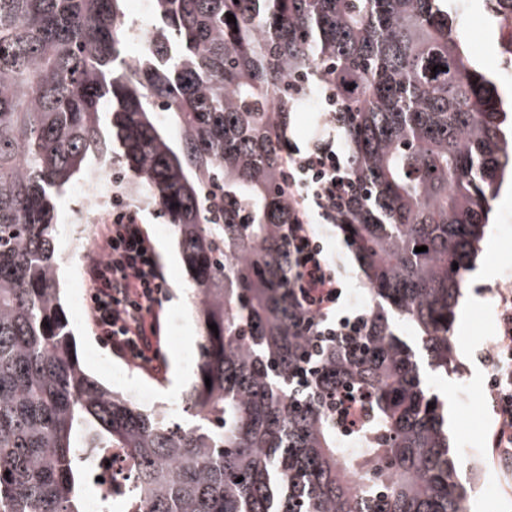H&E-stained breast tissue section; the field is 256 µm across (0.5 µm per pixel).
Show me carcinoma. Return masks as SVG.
<instances>
[{
	"mask_svg": "<svg viewBox=\"0 0 512 512\" xmlns=\"http://www.w3.org/2000/svg\"><path fill=\"white\" fill-rule=\"evenodd\" d=\"M152 4L129 63L125 0H0V512H85L83 455L114 450L136 471L104 512H470L448 408L392 320L432 370L458 368L463 278L512 168L503 97L448 0ZM324 80L351 179L336 227L373 303L356 334L327 333L294 283L280 134ZM91 158L149 186L191 279L182 423L74 357L54 200ZM342 389L372 412L351 450Z\"/></svg>",
	"mask_w": 512,
	"mask_h": 512,
	"instance_id": "obj_1",
	"label": "carcinoma"
}]
</instances>
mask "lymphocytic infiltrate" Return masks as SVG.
I'll use <instances>...</instances> for the list:
<instances>
[{
	"mask_svg": "<svg viewBox=\"0 0 512 512\" xmlns=\"http://www.w3.org/2000/svg\"><path fill=\"white\" fill-rule=\"evenodd\" d=\"M283 154L284 180L291 192L295 286L304 304L325 318L335 310L341 291L336 270L309 224L315 218L330 223L335 215L347 163L329 130L303 145L284 140ZM85 274L98 336L117 356L144 366L157 362V316L166 283L154 248L126 197L113 195L112 222L87 254ZM485 360L492 367L490 397L499 424L494 454L502 467L511 469L512 291L500 296L498 336Z\"/></svg>",
	"mask_w": 512,
	"mask_h": 512,
	"instance_id": "1",
	"label": "lymphocytic infiltrate"
}]
</instances>
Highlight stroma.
Returning <instances> with one entry per match:
<instances>
[{
    "mask_svg": "<svg viewBox=\"0 0 512 512\" xmlns=\"http://www.w3.org/2000/svg\"><path fill=\"white\" fill-rule=\"evenodd\" d=\"M464 25L460 27L462 40L471 60L480 67H488L504 53L503 36L487 8V0H465ZM143 228L157 249L156 256L164 271L167 288L159 309L160 331L158 346L163 365L151 373L113 355L111 349L96 336L88 308L79 306L78 299L88 294L85 277V253L68 256V241L57 237L56 250L64 260L59 268L63 317L72 334L73 348L85 370L106 387L125 392L135 385L150 392L157 405L182 403V395L166 397L165 389L171 382L174 367L186 353L198 350L199 329L189 302L191 282L184 263L168 233V222L163 212L152 203L141 201L139 195H130ZM315 234L323 241L330 260L335 264L343 288L342 311L351 316L367 312L368 301L355 300L354 294L361 281V273L351 258V252L335 225H314ZM486 241L479 253V264L469 272L462 291L463 308L454 323L452 333L460 372L442 373L424 370L423 377L432 393L447 400L459 385H467L473 400L468 409L449 405V444L458 463L462 481L471 478L469 451L488 452L490 438L497 427V416L488 396L490 368L483 362L486 343L498 330L499 295L504 290L505 271L512 270V185L505 194L496 195L492 202ZM488 477L497 486L494 494H487L482 486H474L470 497L471 512H512V472L495 463H488Z\"/></svg>",
    "mask_w": 512,
    "mask_h": 512,
    "instance_id": "obj_1",
    "label": "stroma"
}]
</instances>
